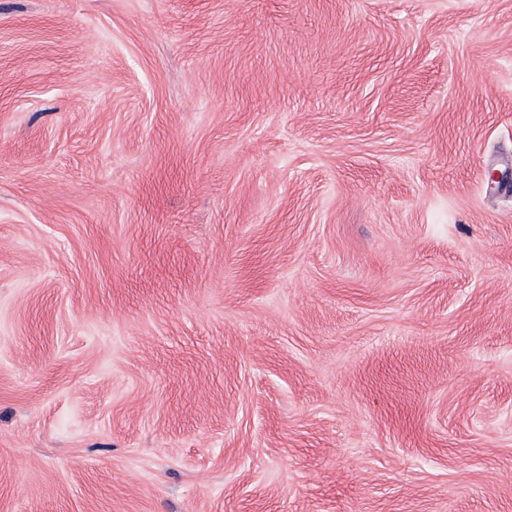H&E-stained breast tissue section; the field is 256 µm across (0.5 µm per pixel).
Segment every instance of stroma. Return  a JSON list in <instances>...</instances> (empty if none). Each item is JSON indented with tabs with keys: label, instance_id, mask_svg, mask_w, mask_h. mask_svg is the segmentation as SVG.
I'll use <instances>...</instances> for the list:
<instances>
[{
	"label": "stroma",
	"instance_id": "stroma-1",
	"mask_svg": "<svg viewBox=\"0 0 512 512\" xmlns=\"http://www.w3.org/2000/svg\"><path fill=\"white\" fill-rule=\"evenodd\" d=\"M0 512H512V0H0Z\"/></svg>",
	"mask_w": 512,
	"mask_h": 512
}]
</instances>
